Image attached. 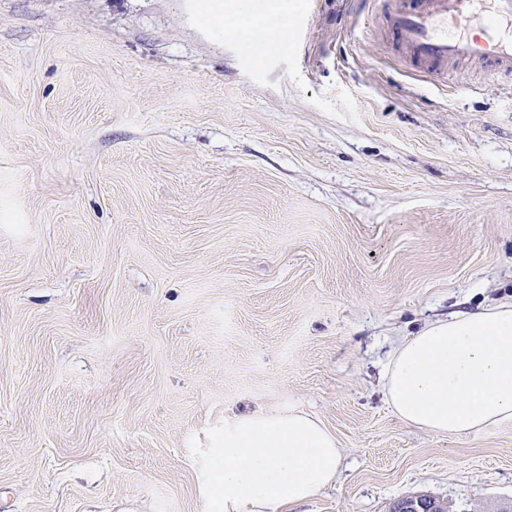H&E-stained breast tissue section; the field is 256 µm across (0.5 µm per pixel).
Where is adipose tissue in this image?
Segmentation results:
<instances>
[{"mask_svg": "<svg viewBox=\"0 0 512 512\" xmlns=\"http://www.w3.org/2000/svg\"><path fill=\"white\" fill-rule=\"evenodd\" d=\"M384 395L405 423L438 435L487 433L512 422V304L434 321L400 340ZM202 470L223 512H294L336 480L334 434L301 412L225 415Z\"/></svg>", "mask_w": 512, "mask_h": 512, "instance_id": "obj_1", "label": "adipose tissue"}]
</instances>
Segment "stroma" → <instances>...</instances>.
<instances>
[{
	"mask_svg": "<svg viewBox=\"0 0 512 512\" xmlns=\"http://www.w3.org/2000/svg\"><path fill=\"white\" fill-rule=\"evenodd\" d=\"M382 10L0 0V512H215L194 461L257 408L336 437L297 512L512 507V423L428 433L381 375L512 301V75L417 74Z\"/></svg>",
	"mask_w": 512,
	"mask_h": 512,
	"instance_id": "obj_1",
	"label": "stroma"
}]
</instances>
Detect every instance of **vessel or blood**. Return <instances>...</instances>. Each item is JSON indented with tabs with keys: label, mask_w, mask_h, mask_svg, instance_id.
Segmentation results:
<instances>
[{
	"label": "vessel or blood",
	"mask_w": 512,
	"mask_h": 512,
	"mask_svg": "<svg viewBox=\"0 0 512 512\" xmlns=\"http://www.w3.org/2000/svg\"><path fill=\"white\" fill-rule=\"evenodd\" d=\"M390 33L410 61L431 75L476 60L512 72V0H386Z\"/></svg>",
	"instance_id": "vessel-or-blood-1"
}]
</instances>
